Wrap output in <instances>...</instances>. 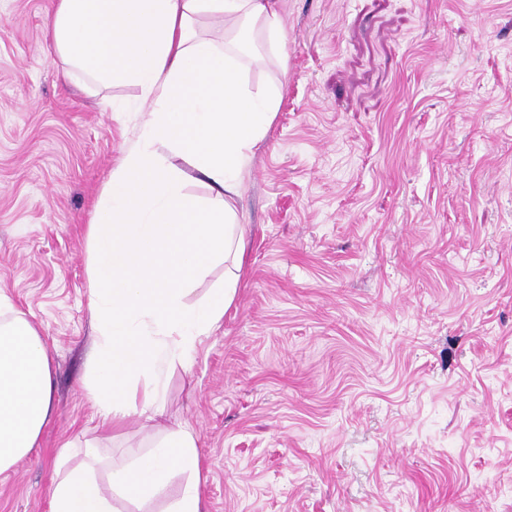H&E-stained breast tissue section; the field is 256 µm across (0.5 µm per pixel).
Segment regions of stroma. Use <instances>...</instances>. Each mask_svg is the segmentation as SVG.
<instances>
[{"mask_svg":"<svg viewBox=\"0 0 512 512\" xmlns=\"http://www.w3.org/2000/svg\"><path fill=\"white\" fill-rule=\"evenodd\" d=\"M277 2L235 299L102 455L190 431L203 512H512V0ZM54 6L0 0V292L48 343L54 406L0 512H49L85 441L87 228L145 119L139 87L64 77Z\"/></svg>","mask_w":512,"mask_h":512,"instance_id":"obj_1","label":"stroma"}]
</instances>
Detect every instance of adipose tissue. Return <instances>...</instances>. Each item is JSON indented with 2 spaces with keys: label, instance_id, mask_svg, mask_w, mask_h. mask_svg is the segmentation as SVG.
<instances>
[{
  "label": "adipose tissue",
  "instance_id": "ef3b65f1",
  "mask_svg": "<svg viewBox=\"0 0 512 512\" xmlns=\"http://www.w3.org/2000/svg\"><path fill=\"white\" fill-rule=\"evenodd\" d=\"M216 15L269 45L283 38L276 0H57L51 44L66 65L93 80L136 84L150 103L138 139L113 171L89 226V308L101 342L91 393L96 428L121 426L131 412L162 415L164 364L191 357L232 304L249 233L231 204L242 172L280 105L279 94L245 88L246 48L218 47L191 23ZM183 158L212 187L184 190ZM224 284L187 303L197 279L216 263ZM53 414L52 362L39 330L0 294V473L38 446ZM81 464H73L76 455ZM93 444L64 443L50 512H116L113 500L142 502L163 494L172 474L197 473L188 432L165 431L148 455L110 466Z\"/></svg>",
  "mask_w": 512,
  "mask_h": 512
}]
</instances>
